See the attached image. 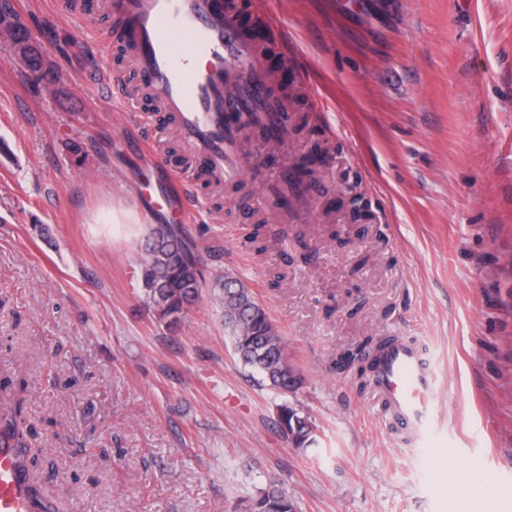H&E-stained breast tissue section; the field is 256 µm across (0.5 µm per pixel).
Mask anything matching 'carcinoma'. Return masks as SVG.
Listing matches in <instances>:
<instances>
[{"instance_id":"obj_1","label":"carcinoma","mask_w":512,"mask_h":512,"mask_svg":"<svg viewBox=\"0 0 512 512\" xmlns=\"http://www.w3.org/2000/svg\"><path fill=\"white\" fill-rule=\"evenodd\" d=\"M140 267L148 305L168 326H179L205 284L196 251L179 229L154 224ZM211 288L217 291L216 300L224 311V335L242 367L284 396L296 392L301 375L288 360L280 330L253 291L227 273L214 277ZM278 425L283 434L292 435L297 448L307 449L315 442L310 417L288 402L278 408ZM249 512H296V506L288 491L270 477L250 503Z\"/></svg>"}]
</instances>
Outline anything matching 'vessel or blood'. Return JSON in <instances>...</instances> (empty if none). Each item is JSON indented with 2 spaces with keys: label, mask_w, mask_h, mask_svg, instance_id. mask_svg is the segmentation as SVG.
<instances>
[{
  "label": "vessel or blood",
  "mask_w": 512,
  "mask_h": 512,
  "mask_svg": "<svg viewBox=\"0 0 512 512\" xmlns=\"http://www.w3.org/2000/svg\"><path fill=\"white\" fill-rule=\"evenodd\" d=\"M120 25L98 34L101 54L113 42L132 52L131 65L140 78L138 90L127 79L103 70L100 80L119 103L127 123L149 124L140 106L144 97L158 101L175 124L188 156L206 173L230 184L243 176L242 132L262 126L269 143L287 136V101L278 96L267 69L266 52L241 19L236 0H107ZM253 9L276 37L283 54L296 45L272 0H253ZM144 157L153 174V202L169 208L180 220L194 211L193 184L169 167L151 146ZM371 396L382 416L406 438L427 434L436 421L434 374L421 347L407 336H389L375 355ZM33 494L25 461L10 434L0 428V512H44Z\"/></svg>",
  "instance_id": "obj_1"
}]
</instances>
